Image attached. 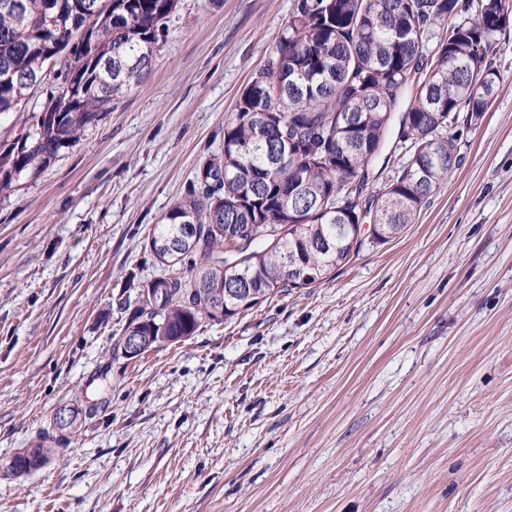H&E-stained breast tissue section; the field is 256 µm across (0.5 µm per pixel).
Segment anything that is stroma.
Wrapping results in <instances>:
<instances>
[{
  "instance_id": "obj_1",
  "label": "stroma",
  "mask_w": 512,
  "mask_h": 512,
  "mask_svg": "<svg viewBox=\"0 0 512 512\" xmlns=\"http://www.w3.org/2000/svg\"><path fill=\"white\" fill-rule=\"evenodd\" d=\"M292 0H180L150 75L0 197V512H512V33L466 161L335 276L106 354ZM63 405L70 450L4 467Z\"/></svg>"
}]
</instances>
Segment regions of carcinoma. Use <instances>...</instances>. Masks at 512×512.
<instances>
[{
    "label": "carcinoma",
    "instance_id": "cac0c4a2",
    "mask_svg": "<svg viewBox=\"0 0 512 512\" xmlns=\"http://www.w3.org/2000/svg\"><path fill=\"white\" fill-rule=\"evenodd\" d=\"M0 7V194L40 172L151 73L179 0H19ZM512 28V0H293L266 65L224 119L223 143L197 163L187 194L147 235L163 273L135 286L122 333L142 351L188 339L268 299L329 278L358 253L359 227L388 242L465 161L463 130L480 123L500 83L491 55ZM56 58L33 115L15 110V80ZM397 142L409 159L378 187ZM302 268L307 279L291 272ZM248 294L229 297L230 276ZM82 410L54 414L6 472L22 476L67 451Z\"/></svg>",
    "mask_w": 512,
    "mask_h": 512
}]
</instances>
